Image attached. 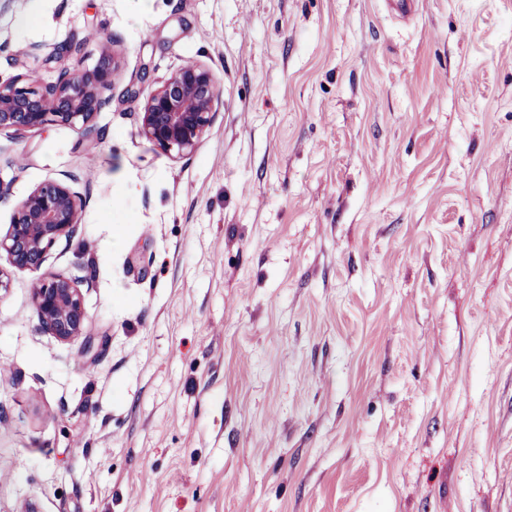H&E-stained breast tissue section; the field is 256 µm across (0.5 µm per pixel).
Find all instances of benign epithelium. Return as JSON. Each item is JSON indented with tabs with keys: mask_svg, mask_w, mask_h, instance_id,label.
Listing matches in <instances>:
<instances>
[{
	"mask_svg": "<svg viewBox=\"0 0 512 512\" xmlns=\"http://www.w3.org/2000/svg\"><path fill=\"white\" fill-rule=\"evenodd\" d=\"M81 47L63 43L44 62L60 61ZM119 66L112 38L104 37L91 70L65 69L48 84L32 70L0 79V130L26 131L50 123L90 130L108 103L104 91L112 86ZM220 96L213 70L186 61L146 95L137 113L139 134L172 157L191 154L211 127ZM85 207L86 198L65 180L48 179L34 186L0 234V291L9 288L10 272L39 270L48 251L72 237ZM31 303L42 329L58 340L70 342L84 335L87 311L77 282L61 276L40 279L32 288Z\"/></svg>",
	"mask_w": 512,
	"mask_h": 512,
	"instance_id": "7a95c632",
	"label": "benign epithelium"
}]
</instances>
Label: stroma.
Wrapping results in <instances>:
<instances>
[{
  "instance_id": "1",
  "label": "stroma",
  "mask_w": 512,
  "mask_h": 512,
  "mask_svg": "<svg viewBox=\"0 0 512 512\" xmlns=\"http://www.w3.org/2000/svg\"><path fill=\"white\" fill-rule=\"evenodd\" d=\"M106 33L93 131L0 130L1 232L87 197L0 292V512H512V0H0V77ZM188 60L221 101L174 159L125 89ZM86 202L62 179H48L31 189L15 207L5 234L0 232V292L9 288L10 272L39 270L48 251L72 237ZM31 303L48 334L63 342L84 336L87 311L77 282L61 276L40 279L32 288Z\"/></svg>"
}]
</instances>
